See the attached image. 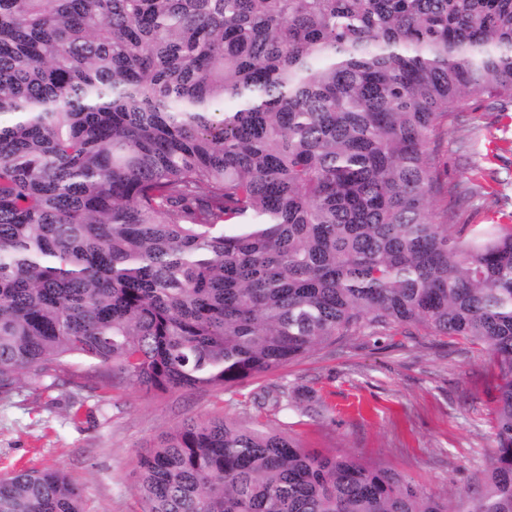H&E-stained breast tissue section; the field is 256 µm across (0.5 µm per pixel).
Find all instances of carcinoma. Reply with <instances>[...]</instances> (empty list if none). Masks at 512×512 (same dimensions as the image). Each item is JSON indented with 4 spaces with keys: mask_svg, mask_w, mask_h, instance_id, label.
I'll list each match as a JSON object with an SVG mask.
<instances>
[{
    "mask_svg": "<svg viewBox=\"0 0 512 512\" xmlns=\"http://www.w3.org/2000/svg\"><path fill=\"white\" fill-rule=\"evenodd\" d=\"M512 97V0H0V399L74 358L229 390L412 326L496 358L466 507L284 430L189 421L143 512H512V224L464 235L430 143ZM253 404L304 412L288 385ZM0 512H84L61 470Z\"/></svg>",
    "mask_w": 512,
    "mask_h": 512,
    "instance_id": "1",
    "label": "carcinoma"
}]
</instances>
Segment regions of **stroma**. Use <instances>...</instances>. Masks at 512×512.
Here are the masks:
<instances>
[{
	"mask_svg": "<svg viewBox=\"0 0 512 512\" xmlns=\"http://www.w3.org/2000/svg\"><path fill=\"white\" fill-rule=\"evenodd\" d=\"M432 148L449 186L468 193L457 223L512 224V99L476 103ZM282 382L316 399L275 428L309 448L383 463L452 507L496 446L492 356L460 338L399 327L337 340L224 391L26 380L0 401V478L21 467L60 469L82 489L85 512H142L136 468L144 447L189 419L250 424L239 401Z\"/></svg>",
	"mask_w": 512,
	"mask_h": 512,
	"instance_id": "obj_1",
	"label": "stroma"
}]
</instances>
